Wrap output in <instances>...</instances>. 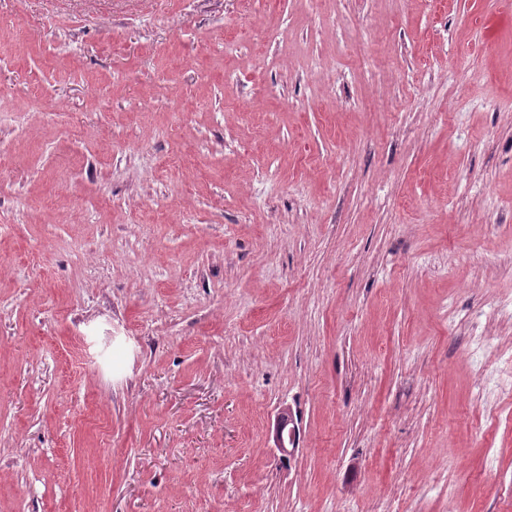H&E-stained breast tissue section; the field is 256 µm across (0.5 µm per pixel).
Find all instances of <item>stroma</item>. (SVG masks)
I'll return each instance as SVG.
<instances>
[{"label":"stroma","instance_id":"stroma-1","mask_svg":"<svg viewBox=\"0 0 512 512\" xmlns=\"http://www.w3.org/2000/svg\"><path fill=\"white\" fill-rule=\"evenodd\" d=\"M0 141V512H512V0H0ZM290 425H292L290 427ZM275 447L283 457L290 458L296 451V426L292 413L288 407L280 409L274 431Z\"/></svg>","mask_w":512,"mask_h":512}]
</instances>
